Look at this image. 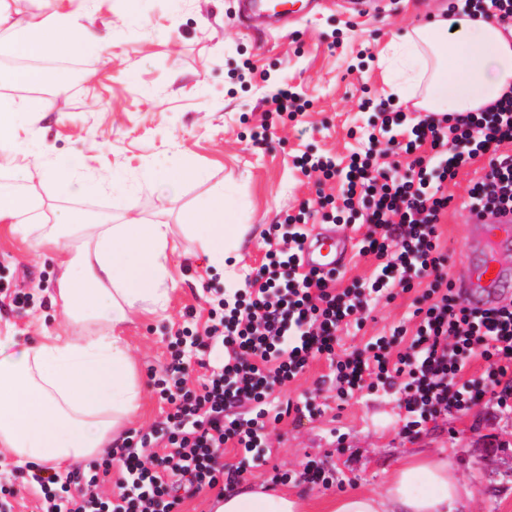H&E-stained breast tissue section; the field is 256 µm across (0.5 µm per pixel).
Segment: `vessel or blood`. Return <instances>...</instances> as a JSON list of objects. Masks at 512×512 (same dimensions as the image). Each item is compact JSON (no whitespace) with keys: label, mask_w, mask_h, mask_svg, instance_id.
I'll return each instance as SVG.
<instances>
[{"label":"vessel or blood","mask_w":512,"mask_h":512,"mask_svg":"<svg viewBox=\"0 0 512 512\" xmlns=\"http://www.w3.org/2000/svg\"><path fill=\"white\" fill-rule=\"evenodd\" d=\"M234 15L246 32L265 27H294L314 18L323 0H235ZM471 259L461 282L470 306L481 309L506 303L512 298V212L486 220L478 211H467ZM352 239L335 225L322 224L307 237L299 253L304 272L320 277L347 263Z\"/></svg>","instance_id":"1"}]
</instances>
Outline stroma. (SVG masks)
<instances>
[{"mask_svg": "<svg viewBox=\"0 0 512 512\" xmlns=\"http://www.w3.org/2000/svg\"><path fill=\"white\" fill-rule=\"evenodd\" d=\"M462 2L391 0L374 18L331 4L298 32L261 39L235 21L230 0H88L104 40L67 53L80 65V81L36 103L11 82L0 83L1 94L36 107L12 119L11 136L22 150L0 169V191L38 196L44 224L75 214L172 226L179 249L170 262L176 289L167 309L137 317L125 329L143 391L130 431L165 418L170 406L154 382L170 362V340L183 328L203 329L214 298H232L246 276L257 273L270 249V225L301 206L316 207L320 195L341 193L342 180L303 175L296 156L328 154L346 164L367 143L372 112L366 101L392 96L384 61L390 47ZM286 84L309 100V108L299 120H274L265 140L253 141L268 100ZM57 159L78 163L81 174L102 181V189L77 197L65 181L39 173V165ZM487 164L477 158L448 183L451 201L439 231L453 280L467 265L462 204ZM181 166L200 170L201 178H180ZM219 197L225 220L237 228L220 268L187 228L190 215ZM54 277L52 252L0 224V280L6 285L0 326L13 324L31 338L43 326L63 330L66 320L51 301ZM15 289L29 293L28 306L13 304ZM422 293L417 286L391 300H369L361 326L338 331L337 355L361 350L396 328L413 329ZM330 373L321 355L294 380L275 386L273 401L290 403L292 410L270 425L271 456L248 468L245 482L276 483L316 506L344 491H381L398 461L433 450L450 454L471 492L460 512H512V412L483 401L408 432L395 396L378 389L338 397ZM308 462L324 469L326 482L301 479ZM1 486L19 493L0 494V512H41L33 471L1 466Z\"/></svg>", "mask_w": 512, "mask_h": 512, "instance_id": "obj_1", "label": "stroma"}]
</instances>
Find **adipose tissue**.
Here are the masks:
<instances>
[{
	"instance_id": "adipose-tissue-1",
	"label": "adipose tissue",
	"mask_w": 512,
	"mask_h": 512,
	"mask_svg": "<svg viewBox=\"0 0 512 512\" xmlns=\"http://www.w3.org/2000/svg\"><path fill=\"white\" fill-rule=\"evenodd\" d=\"M85 12L55 10L15 19L0 0V55L40 56L71 46ZM392 91L419 98L426 112H476L512 90V27L458 14L414 29L392 48ZM36 200L0 193V222L56 252L53 301L68 320L43 330L16 357H0V457L16 465L67 468L101 453L141 402L124 330L138 312L165 311L174 279L168 265L177 245L167 224H32ZM223 200L197 216L190 233L198 249L224 261ZM470 494L449 456L413 454L379 493L346 492L320 512H455ZM215 512H309L298 497L252 485L224 494Z\"/></svg>"
}]
</instances>
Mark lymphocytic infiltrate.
Wrapping results in <instances>:
<instances>
[{
    "instance_id": "obj_1",
    "label": "lymphocytic infiltrate",
    "mask_w": 512,
    "mask_h": 512,
    "mask_svg": "<svg viewBox=\"0 0 512 512\" xmlns=\"http://www.w3.org/2000/svg\"><path fill=\"white\" fill-rule=\"evenodd\" d=\"M372 125L367 148L349 158L341 196L321 197L316 213L324 224H367L362 250L378 262L373 281L339 291L330 280L302 273L298 252L313 212L304 207L286 215L273 227L280 249L269 252L234 301H219L204 336L192 338L198 353L216 345L224 350L223 363L200 387H188L181 344L173 342L175 377L155 382L171 410L112 448V461L127 475L117 493L102 498L93 491L95 479L48 468L39 479L42 512H178L183 492L239 482L248 464L261 461L268 425L284 415L269 400L274 386L294 379L318 354L333 362L338 395L369 382L397 388L410 431L484 398L512 410V304L471 308L444 271L438 233L449 202L446 182L480 156L489 162L468 192L470 206L490 218L512 210V156L498 152L512 142V94L480 111L449 115L413 117L382 102ZM381 133L402 138V151L413 155L406 173L380 163ZM425 145L432 161L417 154ZM424 277L429 283L414 311L418 324L408 347L394 350L392 340L381 337L365 351L337 358V330L371 296L393 297ZM477 359L485 369L473 377L469 369ZM244 403L249 411L238 413ZM227 444L242 455L237 466L217 461Z\"/></svg>"
}]
</instances>
